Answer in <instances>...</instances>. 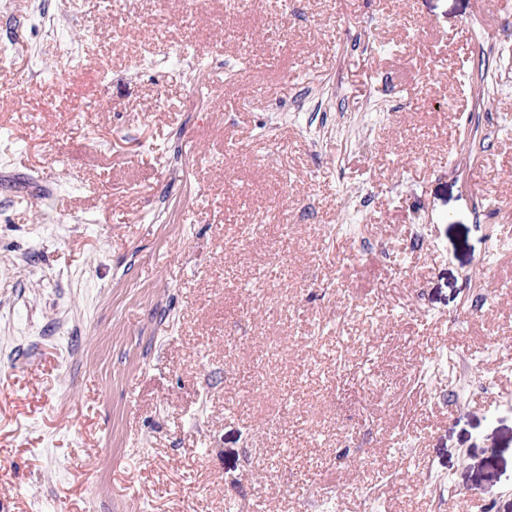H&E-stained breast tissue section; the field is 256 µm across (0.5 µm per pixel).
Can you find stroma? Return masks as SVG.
<instances>
[{
    "label": "stroma",
    "mask_w": 512,
    "mask_h": 512,
    "mask_svg": "<svg viewBox=\"0 0 512 512\" xmlns=\"http://www.w3.org/2000/svg\"><path fill=\"white\" fill-rule=\"evenodd\" d=\"M140 13L0 0V500L512 512V7Z\"/></svg>",
    "instance_id": "1"
}]
</instances>
